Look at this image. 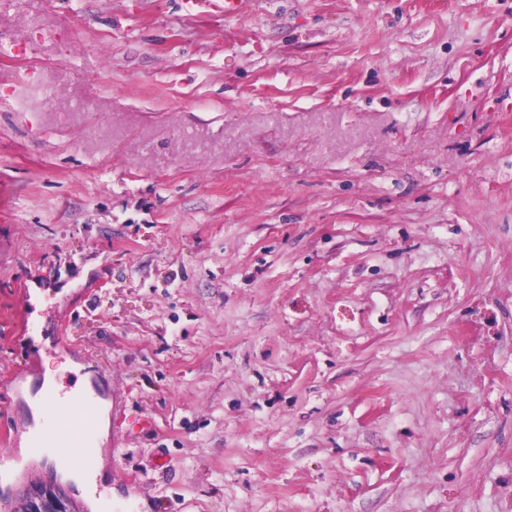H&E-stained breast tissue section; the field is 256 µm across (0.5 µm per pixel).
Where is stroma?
I'll list each match as a JSON object with an SVG mask.
<instances>
[{"mask_svg": "<svg viewBox=\"0 0 512 512\" xmlns=\"http://www.w3.org/2000/svg\"><path fill=\"white\" fill-rule=\"evenodd\" d=\"M512 512V0H0V512ZM84 407L82 412L76 413L70 394L66 391H51L43 404L45 416L49 420L46 441H68L79 456H85L93 451L94 406L87 401ZM54 455L62 464L66 478L75 482L79 487H84L89 483V477L81 458L71 453L66 445L60 444V447L55 448Z\"/></svg>", "mask_w": 512, "mask_h": 512, "instance_id": "1", "label": "stroma"}]
</instances>
